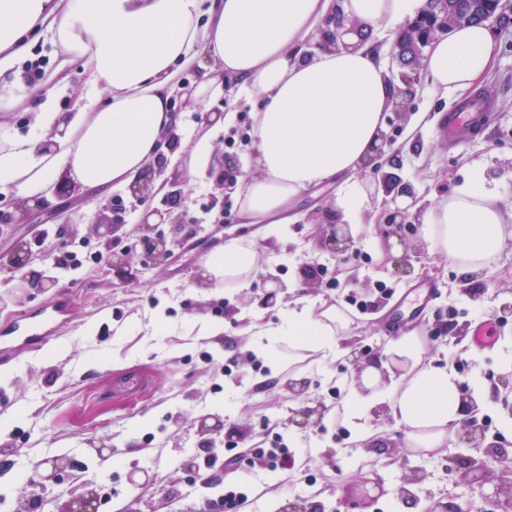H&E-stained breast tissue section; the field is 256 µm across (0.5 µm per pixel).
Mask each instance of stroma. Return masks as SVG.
<instances>
[{"label": "stroma", "mask_w": 512, "mask_h": 512, "mask_svg": "<svg viewBox=\"0 0 512 512\" xmlns=\"http://www.w3.org/2000/svg\"><path fill=\"white\" fill-rule=\"evenodd\" d=\"M488 27L497 56L478 88L496 90V110L484 130L452 146L436 126L462 93L436 91L425 70L400 66V30L379 26L376 43L398 95L388 116L390 139L376 166L354 178L361 229L347 252L325 245L341 221L335 184L300 194L298 219L281 243L240 218L223 221V210L237 199L229 192L218 195L216 183L248 167L247 125L255 100L225 80L223 97L207 107L234 118L223 127L204 123L205 106L188 94L204 77L199 67L180 73L183 89L172 98L182 121L180 146L164 176L180 197L167 190L142 202L122 189L110 195L121 206L120 245L135 254L137 278L129 286L119 285L102 262L64 268L56 263L69 250V233L86 238L89 250L98 248L88 235L85 195L60 196L49 210L9 224L0 235V259L10 258L19 239L28 242L32 259L21 286L0 273V327L13 314L54 301L64 289L70 292L72 326L46 350L0 360V512H17L23 504L28 512H61L88 482L106 490L99 512H195L203 499L212 512H226L224 490L231 486L247 495L244 512H281L299 498L321 512H423L428 500L445 502L450 491L481 505L491 484L479 472L461 482L453 468V457L468 456V449L447 440L410 451L402 429L381 407L361 421L363 430L376 434L377 448H368L345 422L342 406L355 376L354 355L366 360L388 346L394 293L431 282L435 292L423 317L408 328L424 337L430 356L452 365L470 391L483 395L488 441L512 446V408L504 404L512 391L501 384L512 375V21ZM410 85L415 91L409 95ZM476 171L495 192L506 237L491 267L465 273L414 226ZM391 182L411 189L412 228L400 237L381 218ZM150 210L180 217L179 226L159 227L171 242L160 265L138 242L137 226ZM230 236L249 238L258 254L251 284L242 290L202 280L203 255ZM403 258L410 265L406 273L397 270ZM314 273L321 280L316 290L307 286ZM49 276L58 284L45 293L38 283ZM274 285L287 290L289 300L337 308L353 356L334 360L287 336L269 338L267 351L255 350L247 331L255 311L263 310L271 325L283 321L282 306L262 303ZM351 295L365 301L369 312L355 314L346 302ZM487 319L495 333L488 348L447 331L454 323L469 328ZM202 320L223 324V334L198 335L195 325ZM290 381L303 382L304 397L288 391ZM305 397L323 401L328 411L319 424L300 430L289 419ZM205 415L223 421L221 435L198 433L197 421ZM278 439L295 452L294 467L269 468L263 451ZM189 455L198 457V471L182 470ZM57 456L70 458L72 467L41 492L37 465ZM135 468L148 470L150 482L130 484L127 476ZM413 468L424 470L427 479L411 502L396 489Z\"/></svg>", "instance_id": "35a3bbf8"}]
</instances>
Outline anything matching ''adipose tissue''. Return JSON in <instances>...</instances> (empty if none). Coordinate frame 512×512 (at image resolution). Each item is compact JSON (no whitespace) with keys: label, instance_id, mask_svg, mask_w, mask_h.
Segmentation results:
<instances>
[{"label":"adipose tissue","instance_id":"ef3b65f1","mask_svg":"<svg viewBox=\"0 0 512 512\" xmlns=\"http://www.w3.org/2000/svg\"><path fill=\"white\" fill-rule=\"evenodd\" d=\"M427 7L428 0H0V194L35 208L55 203L64 176L98 198L129 187L167 151V134L180 126L171 110L179 72L206 62L210 74L194 97L222 95L231 77L260 100L252 169L237 177L233 193L243 223L281 238L303 191L350 183L375 158L396 98L375 32ZM337 17L343 28L335 27ZM41 28L66 60L82 62L71 111L58 109L67 78L40 93L18 67ZM334 30L343 47L302 56L308 39ZM495 54L486 24L458 26L434 40L423 65L433 88L464 89L482 80ZM26 99L32 132L20 135L3 118ZM501 220L493 191L476 176L427 210L420 231L436 251L473 272L501 251ZM256 268V250L232 237L208 255L203 275L244 289ZM254 328L257 338L295 336L334 359L350 352L342 342L345 321L332 307L296 306L279 327ZM380 406L411 448L441 446L465 418L460 377L435 364L414 331L391 340L384 359L365 364L343 413L354 420Z\"/></svg>","mask_w":512,"mask_h":512}]
</instances>
